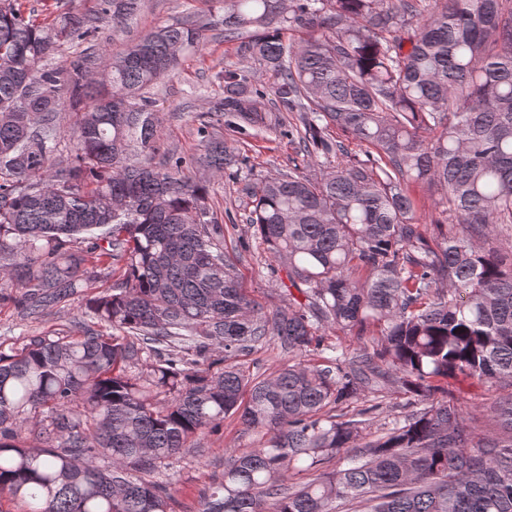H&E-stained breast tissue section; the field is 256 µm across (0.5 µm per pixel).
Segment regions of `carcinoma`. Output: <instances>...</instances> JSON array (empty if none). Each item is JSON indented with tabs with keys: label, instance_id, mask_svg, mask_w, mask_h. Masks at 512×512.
Instances as JSON below:
<instances>
[{
	"label": "carcinoma",
	"instance_id": "cac0c4a2",
	"mask_svg": "<svg viewBox=\"0 0 512 512\" xmlns=\"http://www.w3.org/2000/svg\"><path fill=\"white\" fill-rule=\"evenodd\" d=\"M422 2L218 0L213 24L272 92L245 68L216 72L203 153L157 163L148 93L205 49L204 27L175 22L55 67L58 43L124 23L142 0L42 21L0 0V304L34 322L83 282L102 287L66 333L0 349L1 495L28 512H178L163 470L236 415L265 441L225 449L201 512H512V392L487 433L438 397L450 377L512 387V264L494 247L512 224V3L432 0L424 16ZM282 110L303 165L243 176L245 221L301 295L267 314L190 168L240 174L216 128L257 136ZM321 158L320 175L300 170ZM417 182L446 205L435 236ZM329 330L372 350L306 362ZM270 342L295 363L247 374L237 359ZM390 388L421 407L366 442ZM344 448L360 459L325 470ZM290 469L314 477L289 487Z\"/></svg>",
	"mask_w": 512,
	"mask_h": 512
}]
</instances>
